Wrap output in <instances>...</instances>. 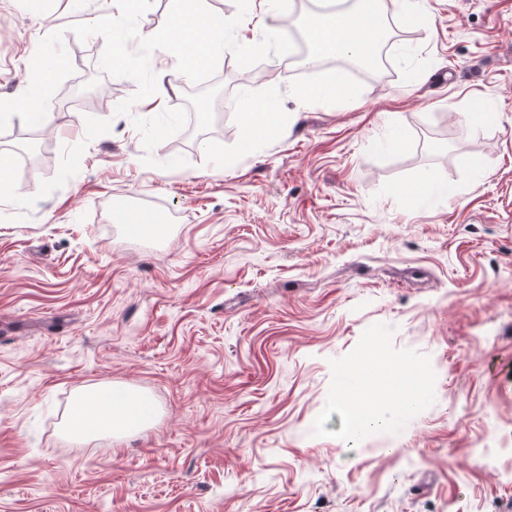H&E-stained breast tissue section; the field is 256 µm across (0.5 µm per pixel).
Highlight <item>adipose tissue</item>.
Returning <instances> with one entry per match:
<instances>
[{"mask_svg":"<svg viewBox=\"0 0 512 512\" xmlns=\"http://www.w3.org/2000/svg\"><path fill=\"white\" fill-rule=\"evenodd\" d=\"M309 38L319 54L371 58L385 35L383 18L376 0H364L360 12L339 11L312 18ZM363 390L358 378L342 381L338 395L349 402L363 435L387 428L386 419L361 403ZM76 420L69 428L71 436L95 439L108 434L124 436L144 430L152 421L145 395L130 387L109 384L93 386L76 397Z\"/></svg>","mask_w":512,"mask_h":512,"instance_id":"1","label":"adipose tissue"}]
</instances>
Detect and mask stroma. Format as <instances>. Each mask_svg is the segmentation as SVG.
<instances>
[{
    "instance_id": "35a3bbf8",
    "label": "stroma",
    "mask_w": 512,
    "mask_h": 512,
    "mask_svg": "<svg viewBox=\"0 0 512 512\" xmlns=\"http://www.w3.org/2000/svg\"><path fill=\"white\" fill-rule=\"evenodd\" d=\"M307 2L247 13L238 41L302 30ZM379 2L377 79L227 51L193 126L201 87L163 50V104L116 114L137 85L111 76L74 95L103 39L67 28L115 0H0V99L32 41L64 31L81 60L0 198V512H512V0ZM333 79L342 98L297 99ZM258 105L279 133H245ZM121 205L162 229L130 235ZM363 368L391 421L357 440L338 383ZM102 382L154 423L66 435Z\"/></svg>"
}]
</instances>
